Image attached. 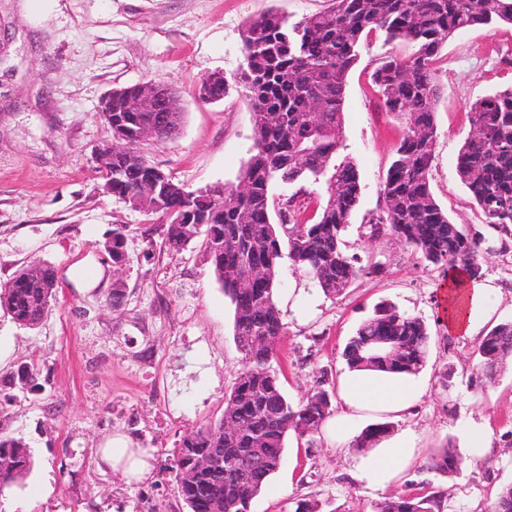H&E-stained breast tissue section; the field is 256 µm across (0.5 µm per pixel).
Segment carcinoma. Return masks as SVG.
<instances>
[{"label": "carcinoma", "instance_id": "carcinoma-1", "mask_svg": "<svg viewBox=\"0 0 512 512\" xmlns=\"http://www.w3.org/2000/svg\"><path fill=\"white\" fill-rule=\"evenodd\" d=\"M512 24V0H332V6L290 23L276 11L249 20L242 30L244 63L237 83L253 109L254 136L249 157L237 176L245 187L217 185L215 203L171 178L153 197L140 195L147 176V156L140 150L139 128L157 127L160 142L178 133L182 112H141L125 117L112 103V117L126 118L136 147L118 150L112 193L131 192L138 209L167 217L162 247L185 250L204 237L207 260L233 307L234 340L240 368L224 398L219 420L202 424L181 440L176 462V493L190 512H251V506L279 470L288 437L311 438L333 411L334 392L317 382L316 390L291 402L278 374L271 369L286 335L277 304L279 270L284 261L307 275L329 298L343 295L356 280L379 272L363 265L347 250L348 224L358 209L361 175L342 154L347 76L363 42L379 32L386 42L416 48L404 58L386 55L372 73L384 109L404 119L395 158L380 186L382 205L368 220L369 237L388 235L451 278L464 273L481 277V259L512 245V88L473 103L466 112L470 129L458 150L456 170L486 224L492 241L470 225L454 223L431 189L437 144L436 109L439 86L437 55L448 38L476 25ZM321 184L326 200L312 214L304 188L275 208L278 184ZM126 235L112 228V265L126 263ZM53 267L32 261L0 286V307L21 326L34 328L55 301ZM397 342L396 356L376 343ZM431 336L426 322L393 304L379 306L345 345L342 357L350 368L418 373L426 363ZM481 362L491 363L483 376L491 380L512 355V321L502 322L482 338ZM41 367L32 363L7 382L25 389L36 385ZM394 431L390 422L365 427L354 440L371 448ZM212 458L211 467L194 478L197 455ZM461 459L453 445L438 449L431 469L455 471ZM249 467L253 482L243 486L239 469ZM31 467L25 441L0 437V490L22 482ZM441 498L399 495L382 502L376 512H438ZM490 512H512V483L499 491Z\"/></svg>", "mask_w": 512, "mask_h": 512}]
</instances>
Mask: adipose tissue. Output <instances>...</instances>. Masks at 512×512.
Wrapping results in <instances>:
<instances>
[{
  "label": "adipose tissue",
  "mask_w": 512,
  "mask_h": 512,
  "mask_svg": "<svg viewBox=\"0 0 512 512\" xmlns=\"http://www.w3.org/2000/svg\"><path fill=\"white\" fill-rule=\"evenodd\" d=\"M449 291L467 293L469 308L449 312L448 332L468 338L480 337L501 302L500 291L490 283L455 278ZM427 389L422 375H395L373 370L345 369L339 379L338 394L343 410L327 420L324 430L337 452L349 454L351 427L364 416L386 420L409 416ZM418 455L413 433L402 432L379 441L356 465L359 480L377 488L398 482ZM97 464L120 473L126 481H140L152 470L147 449L133 447L123 435L109 437L97 451Z\"/></svg>",
  "instance_id": "ef3b65f1"
}]
</instances>
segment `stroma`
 <instances>
[{
	"mask_svg": "<svg viewBox=\"0 0 512 512\" xmlns=\"http://www.w3.org/2000/svg\"><path fill=\"white\" fill-rule=\"evenodd\" d=\"M330 0H0V285L28 263L54 266L56 300L41 323L18 325L0 307V337L13 350L0 382L36 362L40 391L16 390L0 406V434L23 439L32 467L21 487L0 499V512H188L175 492L174 454L190 430L220 418L241 354L233 308L216 281L202 242L179 253L162 245L165 219L131 208L106 192L95 156L111 142L100 117L112 89L149 80L183 96L184 123L176 137L144 145L148 159L191 189L235 184L253 142L252 109L233 82L243 65L241 32L250 19L274 10L297 22L329 8ZM411 56L413 46L389 47L379 35L362 46L348 75L343 136L357 164L363 193L345 233L351 251L383 272L359 279L330 299L290 263L279 271L280 299L292 288L312 298L306 310L284 308L287 334L272 367L290 400L320 375L337 383L343 348L375 306L388 301L422 317L431 332L425 395L411 416L396 421L420 440L405 482L379 489L354 476L351 458L328 437L289 439L284 462L252 512H294L298 500L317 512H376L390 497L435 494L442 512H488L498 490L512 483V357L494 382L482 380L475 340L446 331L444 279L418 255L386 236L369 237L367 219L404 121L386 112L371 82L389 51ZM441 95L431 188L456 223L484 227L456 171V155L478 99L512 86V25L456 33L437 61ZM220 72L230 84L223 101L200 102L195 90ZM123 225L127 263L114 271L103 243ZM102 269L83 288L67 278L73 262ZM482 278L502 291L496 322L512 320V251L486 255ZM124 297L112 302V283ZM473 425L494 432L492 448L463 457L453 473L429 469L446 442L465 447ZM123 433L150 449L153 470L129 485L101 473L94 459L110 436Z\"/></svg>",
	"mask_w": 512,
	"mask_h": 512,
	"instance_id": "1",
	"label": "stroma"
}]
</instances>
